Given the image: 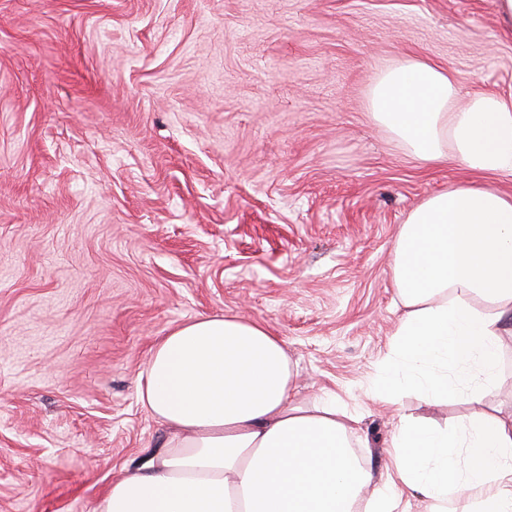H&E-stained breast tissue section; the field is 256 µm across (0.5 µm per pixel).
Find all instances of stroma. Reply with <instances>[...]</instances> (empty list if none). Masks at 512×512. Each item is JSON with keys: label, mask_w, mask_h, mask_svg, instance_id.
<instances>
[{"label": "stroma", "mask_w": 512, "mask_h": 512, "mask_svg": "<svg viewBox=\"0 0 512 512\" xmlns=\"http://www.w3.org/2000/svg\"><path fill=\"white\" fill-rule=\"evenodd\" d=\"M409 57L512 95L496 0H0V512H93L164 435L152 348L202 316L283 341L375 477L397 413H471L373 397L398 229L479 179L370 112Z\"/></svg>", "instance_id": "35a3bbf8"}]
</instances>
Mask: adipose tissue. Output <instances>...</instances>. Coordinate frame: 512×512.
Segmentation results:
<instances>
[{"mask_svg": "<svg viewBox=\"0 0 512 512\" xmlns=\"http://www.w3.org/2000/svg\"><path fill=\"white\" fill-rule=\"evenodd\" d=\"M375 120L422 162L454 157L512 176V95L457 100L448 70L407 58L381 72ZM402 314L378 369V398L482 403L502 386L500 338L512 323V195L483 184L427 198L394 247ZM165 429L94 512H512V413L432 423L399 414L386 478L351 445L359 422L335 394L301 403L282 341L255 321L205 316L154 346L139 387Z\"/></svg>", "mask_w": 512, "mask_h": 512, "instance_id": "1", "label": "adipose tissue"}]
</instances>
